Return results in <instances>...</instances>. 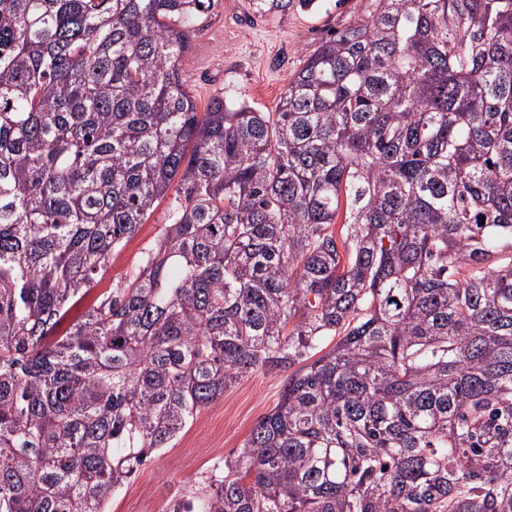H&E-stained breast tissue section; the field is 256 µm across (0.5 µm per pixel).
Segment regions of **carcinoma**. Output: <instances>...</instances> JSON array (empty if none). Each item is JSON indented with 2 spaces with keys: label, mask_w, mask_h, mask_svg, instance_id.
Here are the masks:
<instances>
[{
  "label": "carcinoma",
  "mask_w": 512,
  "mask_h": 512,
  "mask_svg": "<svg viewBox=\"0 0 512 512\" xmlns=\"http://www.w3.org/2000/svg\"><path fill=\"white\" fill-rule=\"evenodd\" d=\"M217 3L0 0V512H110L256 370L165 512H512V0H371L276 111L201 112ZM168 209L169 198L167 197L158 204L144 224H141L138 234L122 250L113 252L112 260L97 289L94 290L92 298L108 291L119 281L137 272L142 249L150 246L160 235L164 224L168 223ZM287 375L256 371L225 391L194 417L173 448H166L141 468L128 489L152 482L158 509L164 512L169 496L204 470L212 454L227 456L241 447L258 420L277 404Z\"/></svg>",
  "instance_id": "1"
}]
</instances>
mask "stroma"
Wrapping results in <instances>:
<instances>
[{"mask_svg":"<svg viewBox=\"0 0 512 512\" xmlns=\"http://www.w3.org/2000/svg\"><path fill=\"white\" fill-rule=\"evenodd\" d=\"M370 0H320L315 11L291 10L254 14L249 0H219L197 26L183 79L198 108L229 89L262 111H274L292 75L320 41L369 15ZM168 201H161L141 224L138 234L119 251L97 286L108 291L138 270L143 248L150 246L168 222ZM286 375L257 371L202 409L183 430L174 447L141 468L136 482L152 483L158 505L183 482L210 463L214 453L230 454L264 415L277 404Z\"/></svg>","mask_w":512,"mask_h":512,"instance_id":"obj_1","label":"stroma"}]
</instances>
